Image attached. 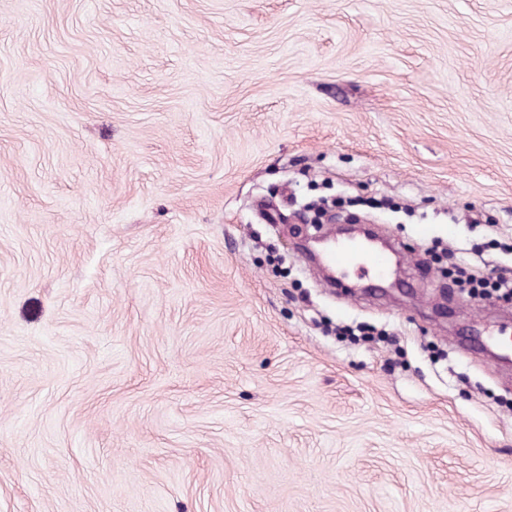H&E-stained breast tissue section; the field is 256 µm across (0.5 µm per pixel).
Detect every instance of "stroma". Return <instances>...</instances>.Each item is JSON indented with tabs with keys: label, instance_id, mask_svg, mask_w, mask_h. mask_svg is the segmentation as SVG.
<instances>
[{
	"label": "stroma",
	"instance_id": "1",
	"mask_svg": "<svg viewBox=\"0 0 512 512\" xmlns=\"http://www.w3.org/2000/svg\"><path fill=\"white\" fill-rule=\"evenodd\" d=\"M376 195L398 289L294 200ZM512 0H0V512H512ZM388 329L365 342L339 324ZM323 259L327 266L336 270V274L340 276L356 270L359 277H382L388 273L391 266L390 255L372 244L366 247L336 244L335 248L323 253ZM455 284H467L472 293H484L487 288L494 292H503L504 296L512 294V269H491L486 274L476 273L469 267L452 264Z\"/></svg>",
	"mask_w": 512,
	"mask_h": 512
}]
</instances>
